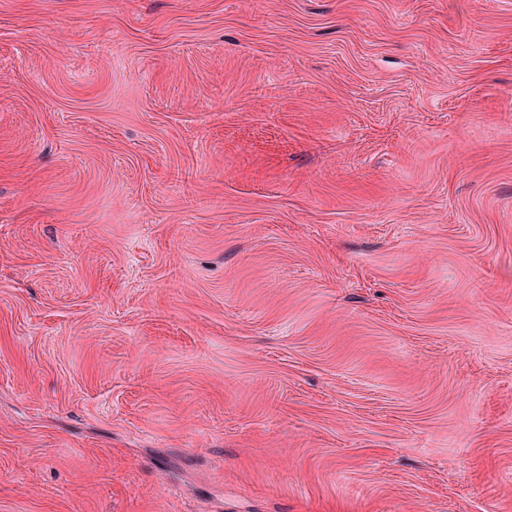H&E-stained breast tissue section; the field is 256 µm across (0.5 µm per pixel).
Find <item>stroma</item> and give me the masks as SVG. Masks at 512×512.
<instances>
[{"mask_svg":"<svg viewBox=\"0 0 512 512\" xmlns=\"http://www.w3.org/2000/svg\"><path fill=\"white\" fill-rule=\"evenodd\" d=\"M0 512H512V0H0Z\"/></svg>","mask_w":512,"mask_h":512,"instance_id":"1","label":"stroma"}]
</instances>
